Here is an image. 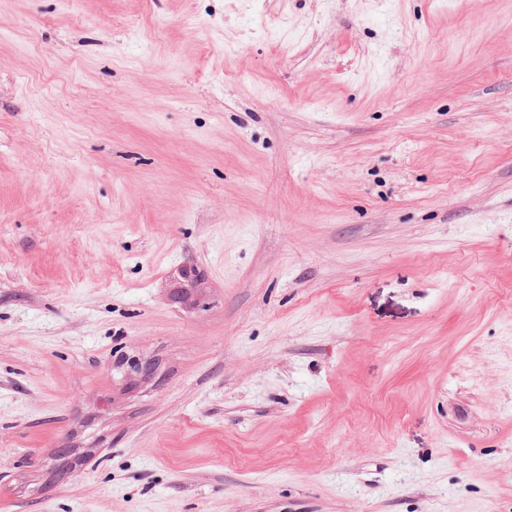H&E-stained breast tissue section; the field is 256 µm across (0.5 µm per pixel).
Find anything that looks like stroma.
<instances>
[{
  "label": "stroma",
  "instance_id": "1",
  "mask_svg": "<svg viewBox=\"0 0 512 512\" xmlns=\"http://www.w3.org/2000/svg\"><path fill=\"white\" fill-rule=\"evenodd\" d=\"M1 459L0 512H512V0H0Z\"/></svg>",
  "mask_w": 512,
  "mask_h": 512
}]
</instances>
